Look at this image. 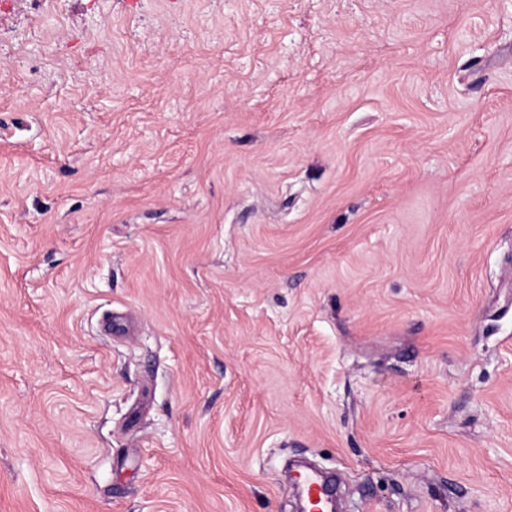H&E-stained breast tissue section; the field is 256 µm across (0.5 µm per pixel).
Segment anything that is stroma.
<instances>
[{
  "label": "stroma",
  "instance_id": "1",
  "mask_svg": "<svg viewBox=\"0 0 512 512\" xmlns=\"http://www.w3.org/2000/svg\"><path fill=\"white\" fill-rule=\"evenodd\" d=\"M293 463L512 512V0H0V512Z\"/></svg>",
  "mask_w": 512,
  "mask_h": 512
}]
</instances>
